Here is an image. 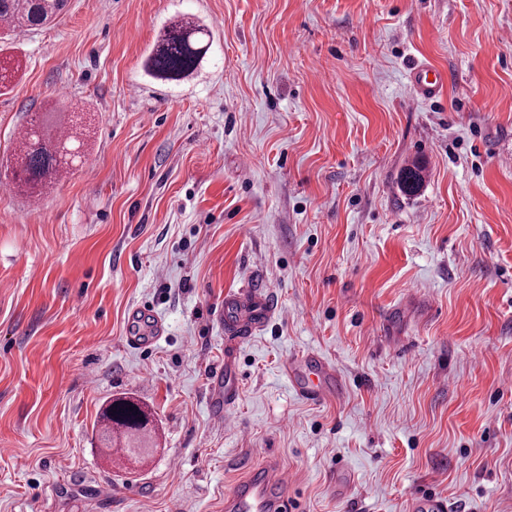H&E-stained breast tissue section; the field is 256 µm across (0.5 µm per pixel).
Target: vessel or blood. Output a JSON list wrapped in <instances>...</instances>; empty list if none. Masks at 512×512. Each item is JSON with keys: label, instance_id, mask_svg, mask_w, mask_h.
I'll use <instances>...</instances> for the list:
<instances>
[{"label": "vessel or blood", "instance_id": "b4317fda", "mask_svg": "<svg viewBox=\"0 0 512 512\" xmlns=\"http://www.w3.org/2000/svg\"><path fill=\"white\" fill-rule=\"evenodd\" d=\"M447 81L445 71L427 63L415 65L409 76L414 94L424 99L434 98ZM242 294L251 298V308H240L236 299L229 298L219 318L225 322L230 333L246 336L261 326L269 310L255 289L245 288ZM234 360V349H227L223 369L215 371L212 377V412L219 419L223 418L238 397L239 383ZM285 371L297 394L308 400L339 398L346 391L342 378L323 358L313 354L288 359ZM289 484L288 472L281 466H253L225 497L224 512H287Z\"/></svg>", "mask_w": 512, "mask_h": 512}]
</instances>
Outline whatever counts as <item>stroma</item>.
I'll list each match as a JSON object with an SVG mask.
<instances>
[{
  "instance_id": "obj_1",
  "label": "stroma",
  "mask_w": 512,
  "mask_h": 512,
  "mask_svg": "<svg viewBox=\"0 0 512 512\" xmlns=\"http://www.w3.org/2000/svg\"><path fill=\"white\" fill-rule=\"evenodd\" d=\"M182 14L212 49L155 79L144 60ZM6 54L0 512H224L269 461L294 512L420 494L512 512V0H68ZM418 61L448 74L435 98L413 95ZM57 105L80 146L36 201L9 190L10 160ZM248 286L273 314L238 342L219 421L218 310ZM136 307L165 325L143 348ZM305 352L342 398L298 396L283 365ZM121 394L158 436L134 465L99 450ZM235 348L230 347L224 353V373L216 370L212 377L211 403L216 419H224V414L231 408L238 397L239 383L234 366Z\"/></svg>"
}]
</instances>
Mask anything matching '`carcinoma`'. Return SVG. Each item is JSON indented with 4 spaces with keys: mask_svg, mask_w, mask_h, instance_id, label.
Wrapping results in <instances>:
<instances>
[{
    "mask_svg": "<svg viewBox=\"0 0 512 512\" xmlns=\"http://www.w3.org/2000/svg\"><path fill=\"white\" fill-rule=\"evenodd\" d=\"M65 0H0V33L12 40L56 19ZM207 31L189 16H180L163 28L145 61L146 72L160 80H180L205 59L211 44L202 43ZM75 124L69 107L37 113L16 148L13 167L18 187L32 198L68 174L66 158ZM403 188L415 191L421 181L420 168L409 166L401 175ZM147 406L129 398L114 397L99 415V441L103 448H118L129 458L142 459L156 445L155 427Z\"/></svg>",
    "mask_w": 512,
    "mask_h": 512,
    "instance_id": "cac0c4a2",
    "label": "carcinoma"
}]
</instances>
